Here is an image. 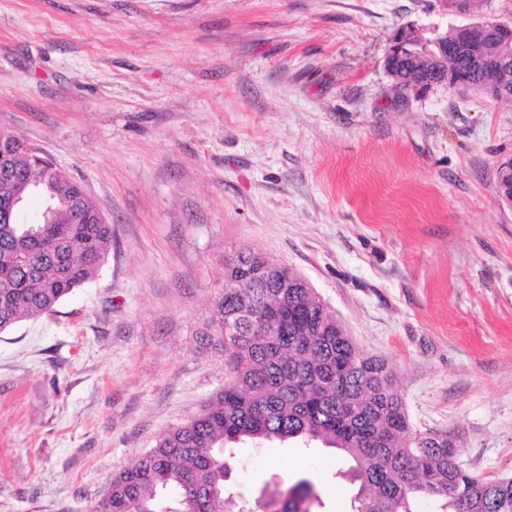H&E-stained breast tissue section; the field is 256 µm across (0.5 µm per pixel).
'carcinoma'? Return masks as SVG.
<instances>
[{"instance_id": "obj_1", "label": "carcinoma", "mask_w": 512, "mask_h": 512, "mask_svg": "<svg viewBox=\"0 0 512 512\" xmlns=\"http://www.w3.org/2000/svg\"><path fill=\"white\" fill-rule=\"evenodd\" d=\"M484 59L448 63L466 86L493 83L512 99V46L495 31L473 45ZM0 152V334L35 320L99 275L112 251V225L65 173L35 166L23 138ZM32 196L41 219L21 224ZM254 249L224 256V285L210 302L203 335L224 355V389L189 420L158 435L137 461L112 475L93 512H226L237 495L225 486L224 449L288 440L320 441L351 461L353 512H418V496L444 512H512V477L487 479L458 462L446 430L412 433L385 363L364 355L302 277ZM317 498L301 480L272 512H309Z\"/></svg>"}]
</instances>
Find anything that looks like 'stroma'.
I'll use <instances>...</instances> for the list:
<instances>
[{
    "mask_svg": "<svg viewBox=\"0 0 512 512\" xmlns=\"http://www.w3.org/2000/svg\"><path fill=\"white\" fill-rule=\"evenodd\" d=\"M512 0H0V130L84 186L114 231L99 276L0 335V512H91L113 473L224 387L202 347L221 263L259 250L385 361L411 430L512 477V101L384 67ZM251 512L298 480L350 512L348 460L233 451Z\"/></svg>",
    "mask_w": 512,
    "mask_h": 512,
    "instance_id": "obj_1",
    "label": "stroma"
}]
</instances>
